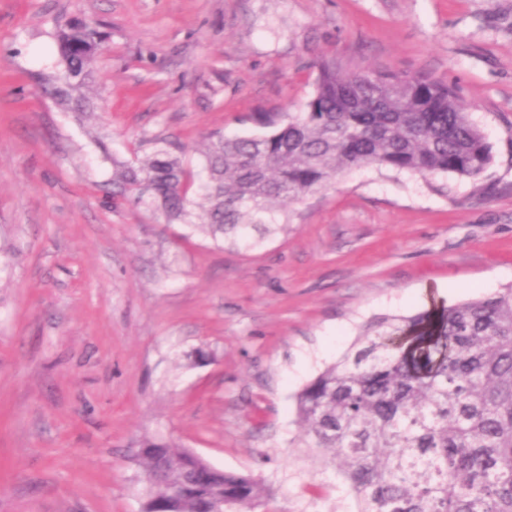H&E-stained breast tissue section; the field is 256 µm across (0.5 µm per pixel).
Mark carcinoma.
Segmentation results:
<instances>
[{
	"mask_svg": "<svg viewBox=\"0 0 512 512\" xmlns=\"http://www.w3.org/2000/svg\"><path fill=\"white\" fill-rule=\"evenodd\" d=\"M101 44L92 24L58 33L62 100L83 87ZM250 120L260 132L208 136L199 173L165 145L117 167L112 184L216 243L249 248L284 228L275 204L346 171L475 179L493 161L457 90L421 72L343 73L322 58L303 111ZM295 405L301 447L324 456L357 512H512V285L402 325L370 323ZM138 466L140 512H255L270 493L165 443H145Z\"/></svg>",
	"mask_w": 512,
	"mask_h": 512,
	"instance_id": "cac0c4a2",
	"label": "carcinoma"
}]
</instances>
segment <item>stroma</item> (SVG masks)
Wrapping results in <instances>:
<instances>
[{
    "label": "stroma",
    "instance_id": "35a3bbf8",
    "mask_svg": "<svg viewBox=\"0 0 512 512\" xmlns=\"http://www.w3.org/2000/svg\"><path fill=\"white\" fill-rule=\"evenodd\" d=\"M108 36L63 111L57 33ZM454 85L479 178L364 167L252 249L115 194L158 143L253 134L315 63ZM512 284V0H0V512H140L145 441L264 479L257 512H356L296 440L295 396L366 322Z\"/></svg>",
    "mask_w": 512,
    "mask_h": 512
}]
</instances>
